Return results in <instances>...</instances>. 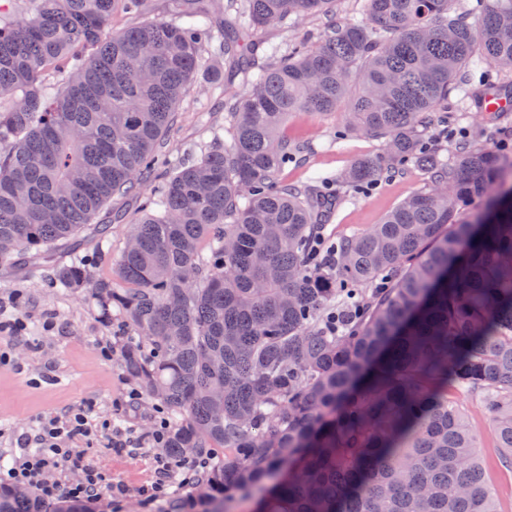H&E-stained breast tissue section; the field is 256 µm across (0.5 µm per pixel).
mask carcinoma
Returning <instances> with one entry per match:
<instances>
[{
    "label": "carcinoma",
    "mask_w": 512,
    "mask_h": 512,
    "mask_svg": "<svg viewBox=\"0 0 512 512\" xmlns=\"http://www.w3.org/2000/svg\"><path fill=\"white\" fill-rule=\"evenodd\" d=\"M215 2L174 0L177 24L148 18L149 0H0V263L53 262L140 191L213 46L247 86L226 102L231 144L171 166L113 276L75 258L55 277L129 329L124 366L167 414L164 455L204 465L188 512H498L449 394L480 402L512 470V204L459 216L512 161L461 140L448 162L434 109L453 89L481 110L509 97L471 75L512 69V0H478L477 26L450 16L456 0H366L362 21L337 20L332 0H246L216 26ZM116 12L141 20L111 33ZM290 14L323 16L322 35L259 63L257 33ZM348 98L346 127L384 152L336 179L338 199L411 166L430 188L316 265L328 202L280 179L299 150L280 130ZM510 123L494 112L484 136ZM0 512L90 510L0 485Z\"/></svg>",
    "instance_id": "carcinoma-1"
}]
</instances>
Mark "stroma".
Returning a JSON list of instances; mask_svg holds the SVG:
<instances>
[{
  "label": "stroma",
  "mask_w": 512,
  "mask_h": 512,
  "mask_svg": "<svg viewBox=\"0 0 512 512\" xmlns=\"http://www.w3.org/2000/svg\"><path fill=\"white\" fill-rule=\"evenodd\" d=\"M323 27L318 16H289L284 25L263 30L266 45L317 41ZM241 81L224 79L222 55L206 53L190 90L178 103L176 122L167 129L163 151L167 159L184 154L200 155L212 143L209 125L228 126L230 115L224 108L225 98L243 94ZM440 111L448 115V126L460 137L479 140L487 123L484 112L466 107L457 93H449ZM289 138L302 141L307 149L303 161L289 164L290 180L319 178L324 193L335 190L337 174L358 158L382 152V140L346 132L344 114L337 111L326 116L306 112L292 115L288 122ZM429 179L420 169H411L404 177L379 184L372 191L357 192L332 211L326 220L328 235L360 232L379 223L383 215L407 195L427 189ZM139 215V204L132 198H113L111 206L100 216L106 224L109 247L98 253L94 231L84 232L77 255L86 259L90 270L102 276L120 261L124 241L131 223ZM74 254L59 249L53 264L30 270L0 264V321L23 319L26 329L21 336L0 333V353L8 354L9 364H0V465L11 466L29 450L22 436H34L39 420L61 418L75 409L86 412L95 432L75 443L76 452L86 463L94 465L113 483L123 485V499L112 500L102 492L92 502L94 512H167L168 501L152 506L143 503L142 489L154 481L156 448H130L115 454L108 445L109 427L139 433L148 431L165 419L158 405L140 400L128 407L125 395L131 384L123 368L120 352L103 356L99 344L108 340L120 344L126 329L120 319L103 322L99 317L96 296L89 288L62 289L55 284L57 266L70 263ZM479 440L487 465V479L495 492L502 512H512V472L497 465V450L488 420L478 404L460 398Z\"/></svg>",
  "instance_id": "obj_1"
}]
</instances>
